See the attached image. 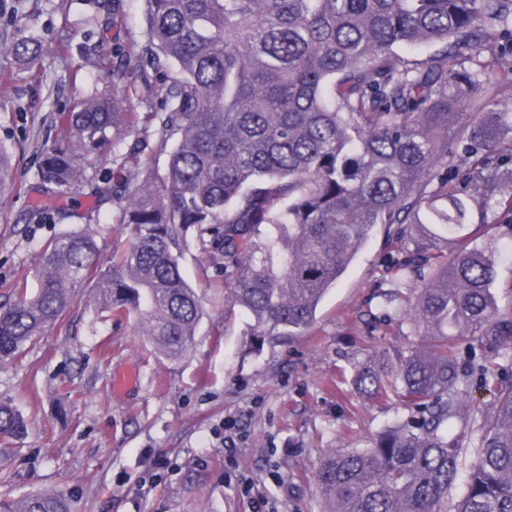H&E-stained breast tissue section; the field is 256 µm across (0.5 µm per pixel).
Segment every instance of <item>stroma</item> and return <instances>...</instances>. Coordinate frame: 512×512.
<instances>
[{"label":"stroma","mask_w":512,"mask_h":512,"mask_svg":"<svg viewBox=\"0 0 512 512\" xmlns=\"http://www.w3.org/2000/svg\"><path fill=\"white\" fill-rule=\"evenodd\" d=\"M145 31L142 0H0V145L17 183L0 199V305L16 289L36 292L43 247L60 234L91 232L106 259L129 241L100 194L110 154L89 156L59 197L39 192L38 169L65 135V115L111 85L115 66L128 65L126 81L137 88L129 111L165 108L161 87L174 68L130 65L145 51ZM27 36L44 48L35 72L9 50ZM476 244L495 255L496 297L512 307V228L492 225ZM395 258L377 233L311 328L257 349L249 315L228 302L223 271L189 230L180 266L203 314L175 362L134 319L102 311L86 284L57 325L0 362V403L27 422L13 453L0 455V499L57 491L72 512H323L315 474L326 451L368 447L410 416L357 383L395 349L422 343L408 324L376 313ZM130 369L134 385L114 389Z\"/></svg>","instance_id":"35a3bbf8"}]
</instances>
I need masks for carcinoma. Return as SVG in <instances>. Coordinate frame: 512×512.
Returning <instances> with one entry per match:
<instances>
[{
	"mask_svg": "<svg viewBox=\"0 0 512 512\" xmlns=\"http://www.w3.org/2000/svg\"><path fill=\"white\" fill-rule=\"evenodd\" d=\"M151 59L176 70L167 108L123 111L121 74L67 115L70 135L42 159L44 186L62 194L81 161L112 147V202L129 245L112 261L95 238L65 233L43 253L40 288H20L0 307V361L14 358L57 324L73 292L96 284L100 303L133 315L159 352L185 355L202 316L180 258L194 228L224 288L264 342L310 328L327 291L358 251L384 229L400 258L399 285L419 288L403 315L423 329L428 349L399 351L391 371L358 383L390 395L418 417L381 432L369 448H334L316 472L325 512H512V380L492 362L512 337V308L499 307L496 261L472 245L485 232L473 213L496 210L512 224V0H144ZM427 44L424 57L398 46ZM10 51L35 67L42 46L26 37ZM473 112L467 125L457 110ZM156 124L167 169L139 167L140 142L118 143L139 121ZM462 163L472 193L461 196ZM0 147V195L12 182ZM210 239H205V235ZM456 248L445 253L441 243ZM483 336L471 370L493 388L479 408L481 432L464 491L448 510L461 449L448 423L469 421L470 374L448 330ZM25 421L0 404V437ZM0 512H71L57 493L0 500Z\"/></svg>",
	"mask_w": 512,
	"mask_h": 512,
	"instance_id": "1",
	"label": "carcinoma"
}]
</instances>
